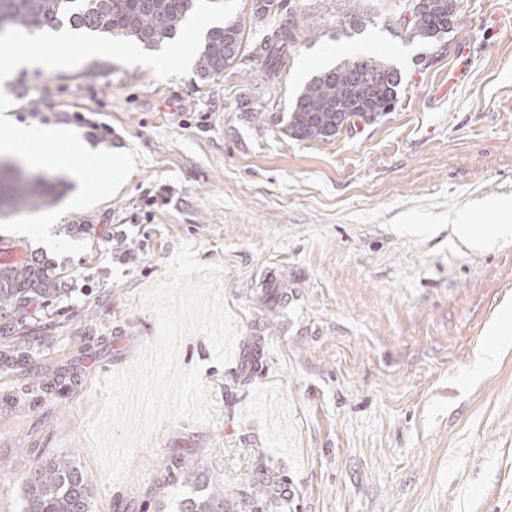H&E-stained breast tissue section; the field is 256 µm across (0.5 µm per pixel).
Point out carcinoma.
Masks as SVG:
<instances>
[{"label":"carcinoma","instance_id":"carcinoma-1","mask_svg":"<svg viewBox=\"0 0 512 512\" xmlns=\"http://www.w3.org/2000/svg\"><path fill=\"white\" fill-rule=\"evenodd\" d=\"M200 0H0V35H51L60 32L130 39L145 49L173 40ZM458 14L450 0H425L408 20L399 13L393 28L411 40L441 46ZM304 36L295 14L271 25L254 44L251 56L264 61L266 75L280 72ZM243 38L237 22L208 29L195 61L199 80L209 82L238 60ZM401 75L398 68L368 55L352 58L315 74L290 106L287 135L298 140L327 139L339 133L352 115L371 123L394 111ZM60 193V183L39 173H23L0 162V213L39 208ZM65 281L44 256L30 254L21 264L0 263V324L7 335L49 303L64 296ZM182 502L180 512H224V485ZM21 512H91L88 476L66 460L34 465L22 483Z\"/></svg>","mask_w":512,"mask_h":512}]
</instances>
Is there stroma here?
<instances>
[{"instance_id":"1","label":"stroma","mask_w":512,"mask_h":512,"mask_svg":"<svg viewBox=\"0 0 512 512\" xmlns=\"http://www.w3.org/2000/svg\"><path fill=\"white\" fill-rule=\"evenodd\" d=\"M283 3L313 38L272 79L247 55L206 84L193 63L160 71L143 47L74 36L56 67L9 83L16 122L138 164L118 191L50 170L63 197L0 215L17 243L0 262L39 250L73 286L0 336V512H20L22 477L54 459L87 474L92 512H179L190 489L165 469L180 457L223 482L226 512L273 497L288 512H512V337L478 367L512 308V239L481 250L452 231L512 200V0H461L437 52L393 29L399 0ZM356 10L371 24L337 37ZM358 54L401 71L394 111L285 135L306 82ZM184 242L221 265L236 332L226 366L198 335L179 352L216 418L163 426L110 485L88 425L104 379L156 337L141 295Z\"/></svg>"}]
</instances>
